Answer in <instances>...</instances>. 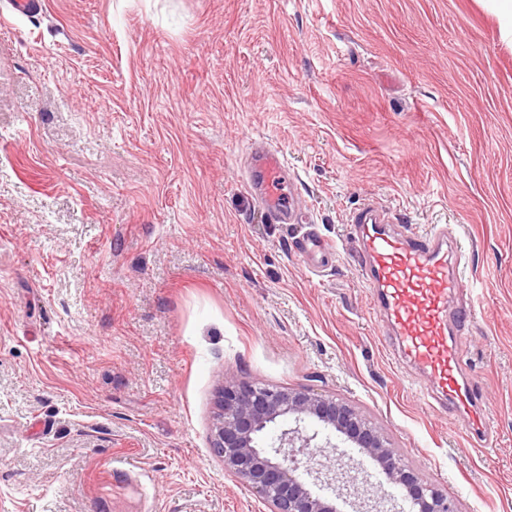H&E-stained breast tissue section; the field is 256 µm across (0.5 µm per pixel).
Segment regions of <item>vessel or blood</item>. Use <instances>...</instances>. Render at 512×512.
<instances>
[{"label": "vessel or blood", "instance_id": "obj_1", "mask_svg": "<svg viewBox=\"0 0 512 512\" xmlns=\"http://www.w3.org/2000/svg\"><path fill=\"white\" fill-rule=\"evenodd\" d=\"M282 167L276 149H260L251 157L247 183L269 216L288 224L292 210L281 194ZM350 222L358 252L366 261V280L402 356L439 388L443 400L467 415L477 429H484L473 384L456 376L459 318L465 313L456 302L463 253L460 236L438 225L423 234L398 233L384 214L369 205L358 209Z\"/></svg>", "mask_w": 512, "mask_h": 512}]
</instances>
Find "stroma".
<instances>
[{"label":"stroma","mask_w":512,"mask_h":512,"mask_svg":"<svg viewBox=\"0 0 512 512\" xmlns=\"http://www.w3.org/2000/svg\"><path fill=\"white\" fill-rule=\"evenodd\" d=\"M45 4L0 22V512H269L211 448L229 376L335 394L461 512H512V44L481 0ZM259 141L296 223L247 185ZM368 200L464 238L486 438L390 357Z\"/></svg>","instance_id":"1"}]
</instances>
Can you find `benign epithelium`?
<instances>
[{
    "label": "benign epithelium",
    "instance_id": "obj_1",
    "mask_svg": "<svg viewBox=\"0 0 512 512\" xmlns=\"http://www.w3.org/2000/svg\"><path fill=\"white\" fill-rule=\"evenodd\" d=\"M212 448L224 471L257 494L270 512H336L334 500L313 492L302 473L337 490L359 495L358 476L342 459L315 451L318 431L301 424L314 422L334 431L382 469L387 482L409 502L411 512H460L456 499L425 480L419 469L404 462L385 432L332 394L309 387L281 389L230 379L216 395ZM281 417L295 427L263 443L267 428Z\"/></svg>",
    "mask_w": 512,
    "mask_h": 512
}]
</instances>
